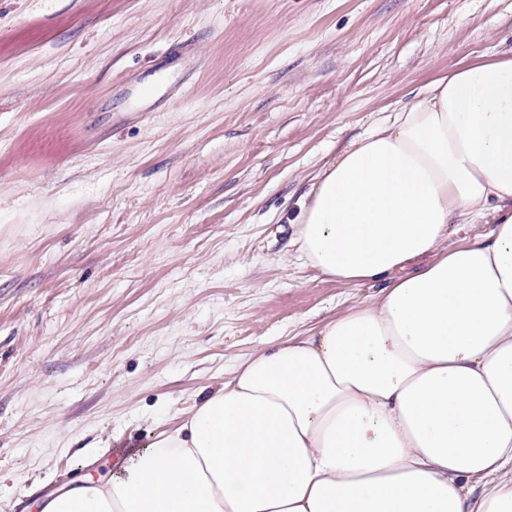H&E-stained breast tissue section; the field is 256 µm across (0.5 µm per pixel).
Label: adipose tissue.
I'll use <instances>...</instances> for the list:
<instances>
[{"instance_id": "ef3b65f1", "label": "adipose tissue", "mask_w": 512, "mask_h": 512, "mask_svg": "<svg viewBox=\"0 0 512 512\" xmlns=\"http://www.w3.org/2000/svg\"><path fill=\"white\" fill-rule=\"evenodd\" d=\"M492 204L509 211L490 235L450 243ZM297 241L327 277L390 283L42 512H512V56L353 142Z\"/></svg>"}]
</instances>
